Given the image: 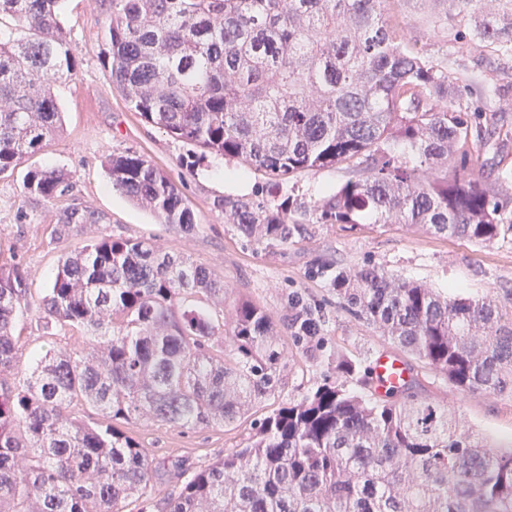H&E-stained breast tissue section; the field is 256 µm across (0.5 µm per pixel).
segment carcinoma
I'll return each mask as SVG.
<instances>
[{
  "mask_svg": "<svg viewBox=\"0 0 512 512\" xmlns=\"http://www.w3.org/2000/svg\"><path fill=\"white\" fill-rule=\"evenodd\" d=\"M108 2L106 76L146 123L265 173L274 193L299 173L348 164L353 176L313 205L324 224L421 225L478 245L512 233L484 159L497 129L470 136L448 64L408 48L383 16L386 0ZM456 2L458 26L512 54V0ZM59 3L0 0V175L63 130L52 83L76 61ZM401 144L424 169L398 160ZM456 153L463 164L450 170ZM105 169L162 223L195 230L146 158L113 154ZM25 188L53 200L74 184L34 168ZM216 207L269 247L308 234L283 202L228 195ZM100 221L67 208L56 231ZM331 286L349 313L463 394L512 397V290L454 295L370 265ZM27 292L19 268H0V375L16 368L13 323ZM41 309L49 323L103 331V345L46 355L15 386L0 383V512H122L163 473L116 422L227 427L279 383L271 316L246 300L224 312L223 277L148 240L104 235L63 257ZM337 371L199 467L161 512H512V443L490 450L413 376L367 397L372 372L347 359ZM77 406L109 422L91 426Z\"/></svg>",
  "mask_w": 512,
  "mask_h": 512,
  "instance_id": "1",
  "label": "carcinoma"
}]
</instances>
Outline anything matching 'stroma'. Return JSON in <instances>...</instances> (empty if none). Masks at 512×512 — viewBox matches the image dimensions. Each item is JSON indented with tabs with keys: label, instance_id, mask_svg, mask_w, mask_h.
<instances>
[{
	"label": "stroma",
	"instance_id": "obj_1",
	"mask_svg": "<svg viewBox=\"0 0 512 512\" xmlns=\"http://www.w3.org/2000/svg\"><path fill=\"white\" fill-rule=\"evenodd\" d=\"M457 11L455 0H390L388 5V14L400 21L409 47L447 59L461 89L455 109L478 113L482 127L506 129V137L497 140L488 155L497 169L512 174V58L475 44L467 32H456L449 18ZM107 16L102 0H62L58 18L76 61L74 74L54 85L64 129L38 154L0 175V268L19 267L28 284L29 305L18 311L14 324L22 346L20 371L30 372L33 355L81 350L94 338L87 329L46 325L39 314L60 259L80 250L91 236L90 229L79 227L55 236L58 213L73 205L103 215V234L153 239L163 250L222 275L226 306L248 299L266 310L283 354L275 394L234 425L185 431L152 422L126 424V431L165 473L151 482L145 497L125 501L124 512H141L147 502L161 503L176 495L199 466L243 447L260 421L278 407L301 398L324 379L335 378L339 360L349 358L365 366L375 354L397 352V344L379 329L341 307L330 287L335 274L370 265L431 288L464 295L502 294L512 289V235L478 245L440 237L423 227L349 230L319 223L311 208L349 178L343 164L301 173L284 185L281 195L287 198L291 215L302 217L309 226L306 238L277 247L246 242L214 201L227 195L265 197L266 176L245 170L238 160L175 139L130 109L105 74L102 36ZM127 152L145 157L171 179L194 214L195 231L186 233L161 223L113 189L103 161L107 155ZM34 167L70 172L72 193L52 201L29 195L25 175ZM240 172L247 176L242 188L227 180L228 174ZM300 306L319 322L314 337L296 339L287 325ZM414 368L420 393L457 409L464 428L499 444L512 441L511 397L466 396L427 365L418 362Z\"/></svg>",
	"mask_w": 512,
	"mask_h": 512
}]
</instances>
